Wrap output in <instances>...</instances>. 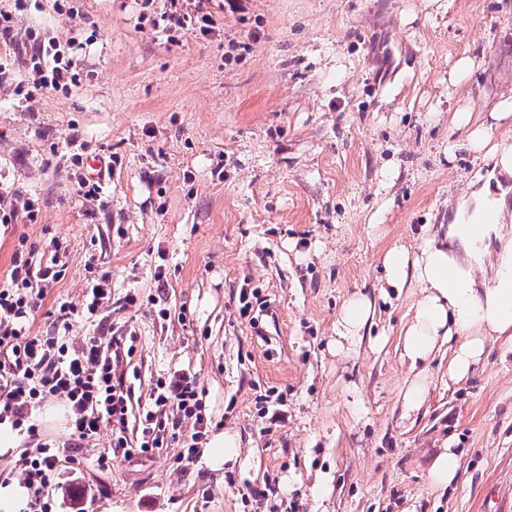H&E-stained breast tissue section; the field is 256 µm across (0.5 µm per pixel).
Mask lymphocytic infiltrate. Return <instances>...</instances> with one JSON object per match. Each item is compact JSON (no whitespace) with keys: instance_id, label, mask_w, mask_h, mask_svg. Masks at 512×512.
<instances>
[{"instance_id":"lymphocytic-infiltrate-1","label":"lymphocytic infiltrate","mask_w":512,"mask_h":512,"mask_svg":"<svg viewBox=\"0 0 512 512\" xmlns=\"http://www.w3.org/2000/svg\"><path fill=\"white\" fill-rule=\"evenodd\" d=\"M32 43L31 71L17 84L24 98L38 91L67 93L80 83L77 64L59 43H41L29 32ZM62 274L58 257L33 263L28 254L15 253L8 281L0 284V424L37 442L35 454L24 455L19 469L33 494L30 512H52L49 490L61 461L58 444L40 441L34 413L43 404L59 400L66 407L72 447L86 448L97 441L103 424H111V449L126 455L148 454L178 442L181 461L193 462L211 426L203 414L205 390L195 373L188 370L157 379L139 416L136 438H128L130 394L113 380L114 363L104 336L105 321L77 347L59 336L58 327H69L77 314L94 316L112 301L108 277L93 282L82 307L61 303L54 312V332L38 334L31 327L44 298L43 286ZM193 431L183 434L184 422ZM110 449V451H111ZM110 451L100 452L96 463L107 467Z\"/></svg>"}]
</instances>
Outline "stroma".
Instances as JSON below:
<instances>
[{
    "mask_svg": "<svg viewBox=\"0 0 512 512\" xmlns=\"http://www.w3.org/2000/svg\"><path fill=\"white\" fill-rule=\"evenodd\" d=\"M169 7L29 0L0 42V212L30 200L38 213L0 223V283L18 249L43 261L61 244L36 332L101 276L114 299L137 293L109 312L135 336L111 348L115 382L138 406L157 378L191 370L211 433L235 432L239 456L184 465L172 442L111 448L105 469L75 448L54 512H512V357L491 345L457 383L440 350L424 405L405 413L413 297L381 281L384 252L417 250L467 188L451 116L480 122L512 90V0H210L206 36L168 28ZM31 29L81 43L79 87L17 95ZM466 55L475 74L452 79ZM94 173L103 208L76 192ZM359 292L374 322L340 354L336 321ZM445 444L461 461L439 490L428 468Z\"/></svg>",
    "mask_w": 512,
    "mask_h": 512,
    "instance_id": "stroma-1",
    "label": "stroma"
}]
</instances>
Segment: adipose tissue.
<instances>
[{"label": "adipose tissue", "mask_w": 512, "mask_h": 512, "mask_svg": "<svg viewBox=\"0 0 512 512\" xmlns=\"http://www.w3.org/2000/svg\"><path fill=\"white\" fill-rule=\"evenodd\" d=\"M512 117V95L500 97L489 120L472 125L457 112L452 123L467 128L466 143L476 165L466 192L457 198L445 234L428 237L418 253L402 245L382 258L386 286L412 288V314L403 329V354L411 366L432 360L438 346L453 343L448 376L470 377L486 355L488 341L512 344V137L492 140V123ZM490 275L478 279L477 272ZM375 312L364 294L350 297L336 322V350L353 349Z\"/></svg>", "instance_id": "obj_1"}]
</instances>
